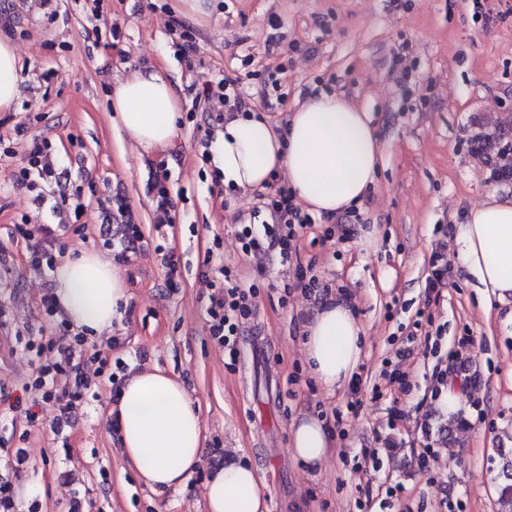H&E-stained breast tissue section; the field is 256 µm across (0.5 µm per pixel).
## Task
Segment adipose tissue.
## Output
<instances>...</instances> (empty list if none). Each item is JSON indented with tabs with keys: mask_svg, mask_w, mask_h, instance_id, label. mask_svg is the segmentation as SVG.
<instances>
[{
	"mask_svg": "<svg viewBox=\"0 0 512 512\" xmlns=\"http://www.w3.org/2000/svg\"><path fill=\"white\" fill-rule=\"evenodd\" d=\"M114 121L146 150L173 147L180 98L163 67L119 81L112 93ZM382 146L367 112L333 94L317 92L290 112L285 137L253 112L224 119L210 142V158L229 189L265 187L286 170L288 185L316 214L344 211L373 184ZM460 265L479 287L512 291V205L491 201L459 229ZM60 314L88 337L121 316L125 290L111 263L94 252L65 260L54 274ZM303 350L313 376L329 389L349 382L363 353L365 329L342 302L323 303L304 327ZM119 417V453L152 490L182 487L203 454L202 418L182 381L160 368L133 373L112 406ZM290 451L304 465H321L333 443L321 420L304 416L290 427ZM206 512H267L266 489L249 462L216 471L204 491Z\"/></svg>",
	"mask_w": 512,
	"mask_h": 512,
	"instance_id": "adipose-tissue-1",
	"label": "adipose tissue"
}]
</instances>
